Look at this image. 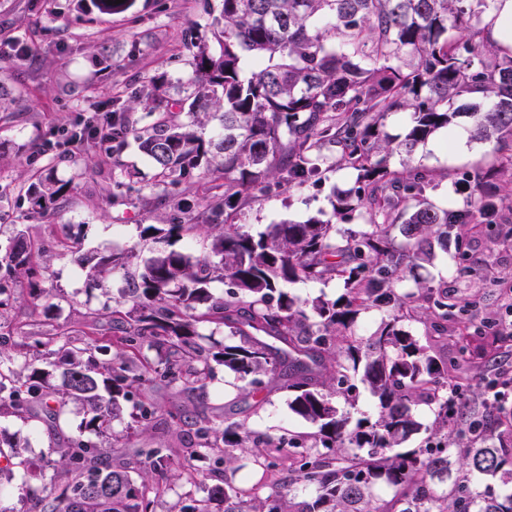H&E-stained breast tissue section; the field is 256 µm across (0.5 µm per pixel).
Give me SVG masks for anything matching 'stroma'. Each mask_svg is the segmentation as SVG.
Returning a JSON list of instances; mask_svg holds the SVG:
<instances>
[{"label": "stroma", "instance_id": "35a3bbf8", "mask_svg": "<svg viewBox=\"0 0 512 512\" xmlns=\"http://www.w3.org/2000/svg\"><path fill=\"white\" fill-rule=\"evenodd\" d=\"M221 0H136L128 11L98 12L84 0H0V89L11 102L0 111V255L18 231L41 243L46 253L42 288L56 290L51 304H32L26 282L14 283L15 301L6 320L19 336L48 332L69 336L86 329L84 315L98 313L108 326V310L127 285L115 274L103 287H90L79 255L120 252L137 248L148 253L151 244L141 239L147 224L170 221L171 198H182L202 211L210 195L208 182L193 178L172 187L159 183L155 169L135 147L112 151L111 142L88 140L77 150L53 147L61 129L130 103L132 91L166 75L171 85L184 81L190 56L183 46L189 35L208 41L212 55L221 48L212 41L209 9ZM503 154L495 144L467 138L461 123L435 131L409 158L395 155L391 168L409 163L433 176L426 192L434 205L464 207L468 194L461 188L466 176L498 169ZM53 175L70 189L46 213L33 212L26 195L31 180ZM355 172L328 169L304 184L272 187L238 212L235 221L256 234L283 221L302 223L330 208L333 189H347ZM495 225L482 224L468 235L473 265L490 269L496 277L512 278V242L502 241L498 227L512 224V200L498 203ZM451 254L435 249L401 282L414 287L422 281L447 288L450 298L476 301L474 318L500 311V289L457 278ZM235 375L216 367L215 377L202 391L171 397L157 391L162 409L179 404L228 422L246 423L258 432L289 429L312 432L311 424L288 409V393L280 381L266 389V401L254 405L240 398ZM79 416L67 426L32 433L22 421L0 419L11 441L34 456L50 442L78 436Z\"/></svg>", "mask_w": 512, "mask_h": 512}]
</instances>
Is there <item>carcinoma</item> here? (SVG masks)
<instances>
[{
  "instance_id": "obj_1",
  "label": "carcinoma",
  "mask_w": 512,
  "mask_h": 512,
  "mask_svg": "<svg viewBox=\"0 0 512 512\" xmlns=\"http://www.w3.org/2000/svg\"><path fill=\"white\" fill-rule=\"evenodd\" d=\"M497 0H221L212 36L222 42L219 57L190 41L191 75L173 98L164 78L147 94L153 123L137 128L131 108L112 111V151L137 143L164 184L198 174L224 176V190L204 206L206 223L179 200L182 218L148 224L141 237L157 247L142 260L112 314L116 352L110 350L96 318L80 337L0 332V418L13 417L31 429L66 423L75 405L82 413L81 436L52 443L41 459L65 479L62 489L43 486L26 493L24 508L0 512H157L159 481L175 471V460L200 453L212 457L209 478L189 474L207 497H189L180 512H210L219 498L224 512H512V409L503 396L512 376L496 372L473 386L472 369L512 332H483L448 302V289L398 283L429 254V238L443 250L454 241L459 277L474 271L467 257L471 224L497 204L500 186L489 191L492 171L473 178L467 207L439 208L426 198L432 175L404 165L392 169L395 153L412 154L437 129L461 116L481 141H512V45L486 35L485 18ZM258 61L248 77L243 54ZM213 112L220 130L204 136L200 112ZM407 114L400 141L382 130L390 112ZM191 121H182V115ZM339 145L341 155L324 152ZM357 171L355 185L333 192L327 218L302 224H272L252 235L234 222L255 192L271 185L301 184L328 168ZM68 191L49 175L32 183L27 195L45 210ZM369 214L370 229L351 234L338 224L357 211ZM402 224L405 241L391 238ZM211 237L208 252L194 256L172 248L199 230ZM43 248L19 232L0 256V266L26 279L30 295L48 300L40 287ZM134 250L80 259L89 275L103 278L125 269ZM336 279L344 293L336 300L298 299L283 291L295 282ZM215 280L228 283L224 298L210 292ZM385 315L365 340L352 326L357 316ZM422 315L428 332L420 341L400 322ZM212 322L228 330V342L214 350L201 342L198 326ZM453 340L457 355L437 347ZM157 351L150 359L147 352ZM222 365L244 381L246 395L265 380L286 376L288 408L316 427L310 435L284 429L260 433L222 416L166 411L165 424L178 429L177 446L125 451L128 438L148 428L159 409L152 395L134 390L147 384L176 393L205 387ZM288 374H283V369ZM377 398L375 417L351 419L336 398L355 406L356 383ZM481 395L470 419L458 418L456 398L471 388ZM428 406L433 429L419 447L394 448L419 433L413 408ZM129 408L125 429L113 427ZM186 426L188 430L179 432ZM248 454L264 470L286 451L290 483L309 499L294 503L262 487L239 488L227 477ZM0 500L12 494L4 481L16 472L37 475L34 460L0 435ZM501 479V484L477 478ZM392 496L377 504L375 487Z\"/></svg>"
}]
</instances>
